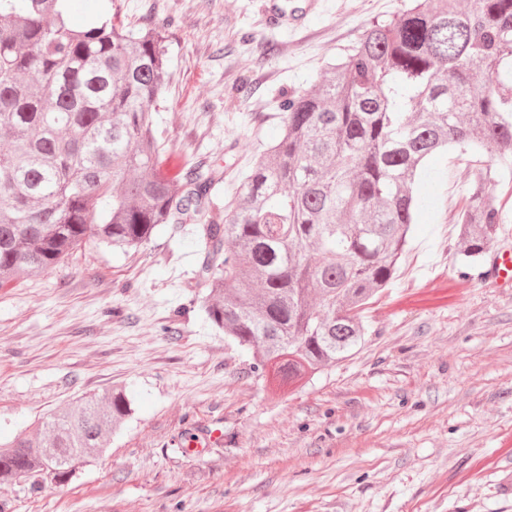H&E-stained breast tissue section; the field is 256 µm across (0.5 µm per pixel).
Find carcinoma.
Returning a JSON list of instances; mask_svg holds the SVG:
<instances>
[{
  "label": "carcinoma",
  "instance_id": "cac0c4a2",
  "mask_svg": "<svg viewBox=\"0 0 512 512\" xmlns=\"http://www.w3.org/2000/svg\"><path fill=\"white\" fill-rule=\"evenodd\" d=\"M70 10L0 0V288L91 241L137 248L162 224H191L208 320L288 384L365 340L363 312L409 243L427 158L489 156L456 223L467 260L494 242L489 184L512 173V0H425L372 23L315 91L284 98L283 133L228 211L209 200L214 174L168 171L158 143L169 23L73 29ZM133 412L115 388L0 437V484L72 480Z\"/></svg>",
  "mask_w": 512,
  "mask_h": 512
}]
</instances>
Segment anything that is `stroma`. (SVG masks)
Returning <instances> with one entry per match:
<instances>
[{
	"mask_svg": "<svg viewBox=\"0 0 512 512\" xmlns=\"http://www.w3.org/2000/svg\"><path fill=\"white\" fill-rule=\"evenodd\" d=\"M76 0L80 22L173 19L156 120L173 164L219 172L235 206L277 137L284 91H312L373 21L409 0ZM469 156L424 163L398 271L366 311L365 344L273 391L205 320L203 255L164 225L128 251L93 243L0 289V432L125 388L135 411L73 480L0 486V512H512V180L489 187L503 222L476 265L454 222Z\"/></svg>",
	"mask_w": 512,
	"mask_h": 512,
	"instance_id": "35a3bbf8",
	"label": "stroma"
}]
</instances>
